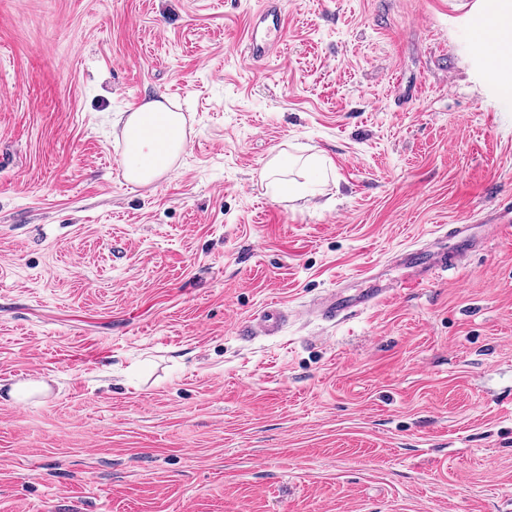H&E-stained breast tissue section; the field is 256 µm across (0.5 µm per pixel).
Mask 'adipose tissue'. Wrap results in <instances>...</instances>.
Wrapping results in <instances>:
<instances>
[{"label": "adipose tissue", "instance_id": "adipose-tissue-1", "mask_svg": "<svg viewBox=\"0 0 512 512\" xmlns=\"http://www.w3.org/2000/svg\"><path fill=\"white\" fill-rule=\"evenodd\" d=\"M123 137L125 174L132 182L146 184L168 172L183 150L184 117L162 101H151L125 118Z\"/></svg>", "mask_w": 512, "mask_h": 512}]
</instances>
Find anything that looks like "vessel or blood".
Instances as JSON below:
<instances>
[{"label": "vessel or blood", "mask_w": 512, "mask_h": 512, "mask_svg": "<svg viewBox=\"0 0 512 512\" xmlns=\"http://www.w3.org/2000/svg\"><path fill=\"white\" fill-rule=\"evenodd\" d=\"M287 29V17L279 0H266L264 7L254 13L248 22L240 56L245 63L252 64L261 59L270 58L284 41ZM448 235L457 243L453 251H438L421 254L420 251L399 253L396 261L410 269L412 284L424 286L436 280L441 273L448 271L465 253L477 246L468 224H452ZM395 293L393 287L383 284L379 279H372L366 288L348 292L336 288L329 290L313 305L312 311L327 321H341L360 310L373 307L391 298ZM287 314L278 308L267 309L253 323L244 327L245 335H276L287 321Z\"/></svg>", "instance_id": "vessel-or-blood-1"}]
</instances>
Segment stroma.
Listing matches in <instances>:
<instances>
[{
  "instance_id": "stroma-1",
  "label": "stroma",
  "mask_w": 512,
  "mask_h": 512,
  "mask_svg": "<svg viewBox=\"0 0 512 512\" xmlns=\"http://www.w3.org/2000/svg\"><path fill=\"white\" fill-rule=\"evenodd\" d=\"M262 3L0 0V512H512V64L474 35L512 0H282L251 68ZM162 95L186 146L136 185L118 118ZM281 152L328 182L273 197ZM287 17L278 0H267L248 22L240 57L247 64L270 58L284 41ZM287 161V157L278 155L269 164L263 177L266 180V187L273 197L303 198L299 186L285 182L277 178L281 165ZM448 237L454 239L457 247L453 251H438L424 255L421 250L399 253L396 262L411 270L410 280L413 285L425 286L436 280L441 273L448 271L465 253L477 246L472 235V225L452 224L448 226ZM370 285L350 293L342 288L331 289L313 305L310 311L326 321H341L360 310L373 307L391 298L396 288L386 286L374 275ZM287 319L288 315L281 308L270 307L256 322L245 326L242 332L246 336H274L282 329Z\"/></svg>"
}]
</instances>
